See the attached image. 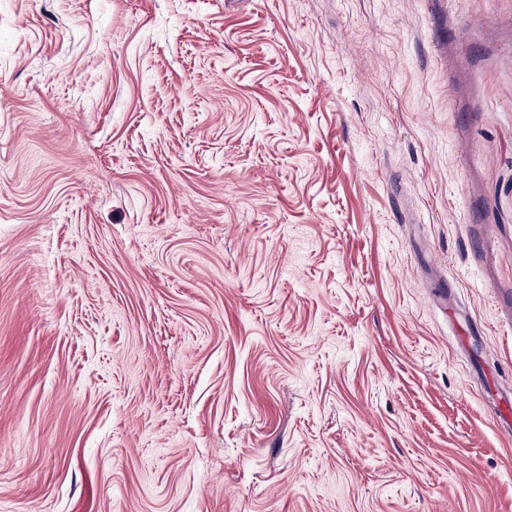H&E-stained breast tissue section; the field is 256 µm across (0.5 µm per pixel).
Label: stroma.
Wrapping results in <instances>:
<instances>
[{
    "mask_svg": "<svg viewBox=\"0 0 512 512\" xmlns=\"http://www.w3.org/2000/svg\"><path fill=\"white\" fill-rule=\"evenodd\" d=\"M512 0H0V512H512Z\"/></svg>",
    "mask_w": 512,
    "mask_h": 512,
    "instance_id": "obj_1",
    "label": "stroma"
}]
</instances>
